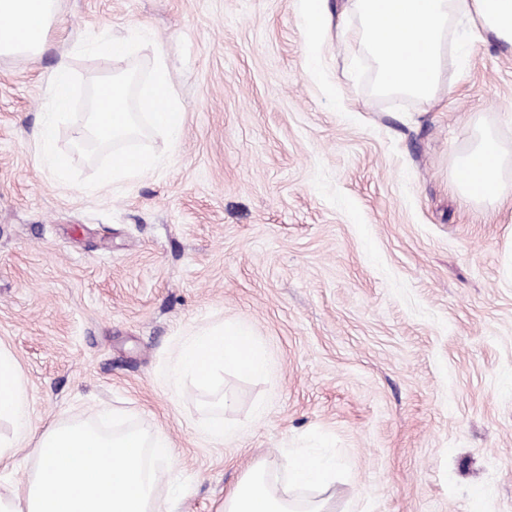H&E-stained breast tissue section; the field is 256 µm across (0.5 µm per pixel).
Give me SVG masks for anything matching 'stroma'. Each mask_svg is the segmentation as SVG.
Returning <instances> with one entry per match:
<instances>
[{
	"instance_id": "1",
	"label": "stroma",
	"mask_w": 512,
	"mask_h": 512,
	"mask_svg": "<svg viewBox=\"0 0 512 512\" xmlns=\"http://www.w3.org/2000/svg\"><path fill=\"white\" fill-rule=\"evenodd\" d=\"M448 35L438 99L376 90L351 40L312 44L300 0H59L42 54L0 56V350L32 423L126 412L164 433L178 512H217L277 449L336 457L335 512H512V200L464 201L476 123L512 150V49ZM147 32L187 120L147 177L86 190L36 132L59 61ZM242 323L269 368L176 378L196 330ZM233 408L217 405L222 396ZM223 416L225 443L197 431Z\"/></svg>"
}]
</instances>
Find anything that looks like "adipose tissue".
<instances>
[{
  "instance_id": "adipose-tissue-1",
  "label": "adipose tissue",
  "mask_w": 512,
  "mask_h": 512,
  "mask_svg": "<svg viewBox=\"0 0 512 512\" xmlns=\"http://www.w3.org/2000/svg\"><path fill=\"white\" fill-rule=\"evenodd\" d=\"M56 0H0V55L39 56L54 18ZM359 41L376 69L379 91L424 102L440 91L448 32L462 19L478 39L512 48V0H344ZM504 158L494 133L477 126L456 157L454 189L464 200L493 206L512 195L502 176ZM260 375L265 350L249 329L215 326L193 334L179 349L175 371L205 384L224 366ZM15 360L0 351V420L14 422V439H0V464L20 442L34 437L38 465L22 483L0 479V512H176L154 493V471L144 458L169 454L163 433H104L84 421L54 422L36 430ZM271 462L250 467L224 496L219 512H333L329 491L336 482L334 460L315 453L287 454L288 481L270 480Z\"/></svg>"
}]
</instances>
